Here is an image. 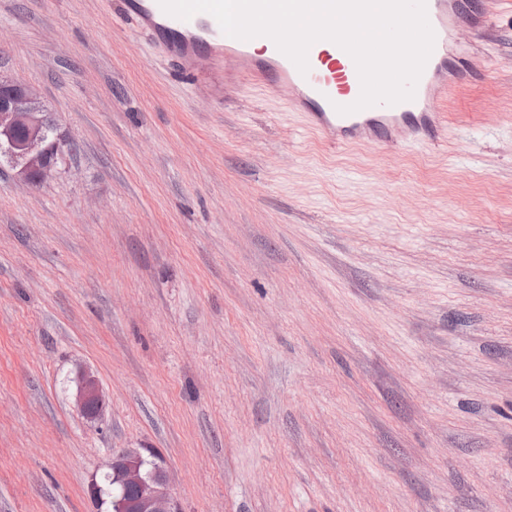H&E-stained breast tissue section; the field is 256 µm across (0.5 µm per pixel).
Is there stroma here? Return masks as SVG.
Listing matches in <instances>:
<instances>
[{
    "label": "stroma",
    "mask_w": 512,
    "mask_h": 512,
    "mask_svg": "<svg viewBox=\"0 0 512 512\" xmlns=\"http://www.w3.org/2000/svg\"><path fill=\"white\" fill-rule=\"evenodd\" d=\"M488 9L444 137L380 150L261 86L214 106L123 0H0V74L73 140L39 186L0 163V512H99L128 449L183 512H512V0ZM78 402L84 414L96 417L104 403L97 381L89 374H82L78 386Z\"/></svg>",
    "instance_id": "obj_1"
}]
</instances>
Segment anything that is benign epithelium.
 Returning <instances> with one entry per match:
<instances>
[{
    "label": "benign epithelium",
    "mask_w": 512,
    "mask_h": 512,
    "mask_svg": "<svg viewBox=\"0 0 512 512\" xmlns=\"http://www.w3.org/2000/svg\"><path fill=\"white\" fill-rule=\"evenodd\" d=\"M51 122L35 88L0 76V156L6 157L16 178L27 186L50 178L71 144L63 133L48 141ZM77 397L86 416L99 414L104 400L94 377L80 376ZM101 478L112 485V495L104 498V487L96 480L90 485V495L100 505L112 506L113 512H180L164 468L138 450L112 456Z\"/></svg>",
    "instance_id": "7a95c632"
}]
</instances>
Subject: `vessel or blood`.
<instances>
[{
    "mask_svg": "<svg viewBox=\"0 0 512 512\" xmlns=\"http://www.w3.org/2000/svg\"><path fill=\"white\" fill-rule=\"evenodd\" d=\"M126 16L154 40L158 53L188 75L211 80L215 90L253 82L270 86L290 111L300 113L308 130L333 145L415 146L436 141L445 125L441 105L449 92L470 81L479 64L468 57L464 31L487 22L472 0H427L435 45L417 84L414 100L378 104L349 115L337 106L357 100L361 86L352 58L337 45L318 41L308 50V73L267 43L254 54L252 41L225 37L207 13L181 20L166 14L158 0H126Z\"/></svg>",
    "mask_w": 512,
    "mask_h": 512,
    "instance_id": "b4317fda",
    "label": "vessel or blood"
}]
</instances>
